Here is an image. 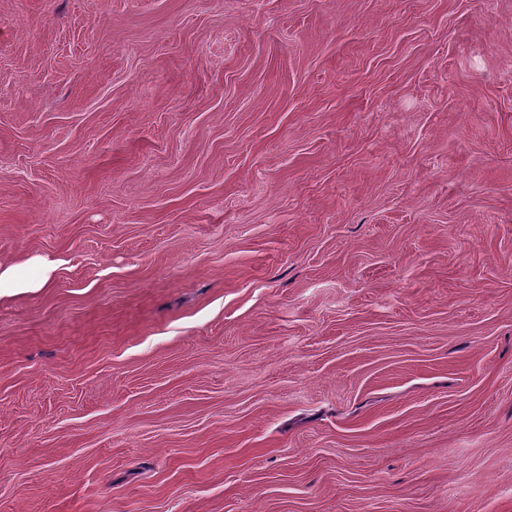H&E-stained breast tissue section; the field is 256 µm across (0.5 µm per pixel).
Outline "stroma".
Listing matches in <instances>:
<instances>
[{
  "mask_svg": "<svg viewBox=\"0 0 512 512\" xmlns=\"http://www.w3.org/2000/svg\"><path fill=\"white\" fill-rule=\"evenodd\" d=\"M0 512H512V0H0ZM56 267L40 258H32L20 265L0 267V298L45 288Z\"/></svg>",
  "mask_w": 512,
  "mask_h": 512,
  "instance_id": "obj_1",
  "label": "stroma"
}]
</instances>
